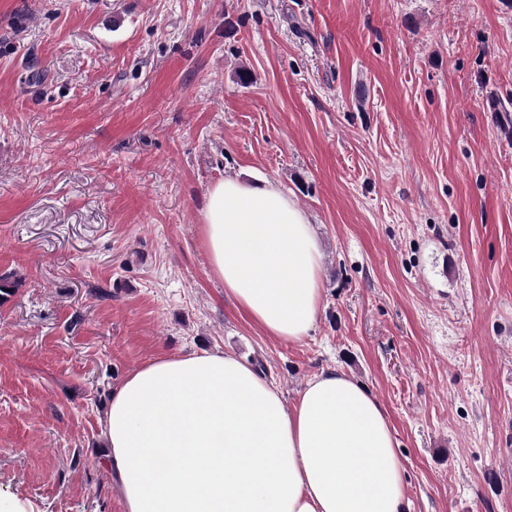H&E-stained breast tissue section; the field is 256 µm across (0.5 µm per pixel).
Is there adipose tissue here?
I'll return each instance as SVG.
<instances>
[{
    "mask_svg": "<svg viewBox=\"0 0 512 512\" xmlns=\"http://www.w3.org/2000/svg\"><path fill=\"white\" fill-rule=\"evenodd\" d=\"M224 295L299 342L324 308L317 232L275 183L210 187L201 227ZM104 436L122 512H410L382 403L329 369L293 405L223 351L150 361L112 393Z\"/></svg>",
    "mask_w": 512,
    "mask_h": 512,
    "instance_id": "obj_1",
    "label": "adipose tissue"
}]
</instances>
